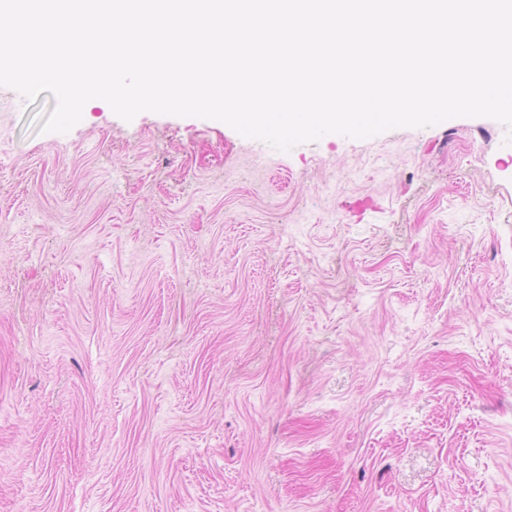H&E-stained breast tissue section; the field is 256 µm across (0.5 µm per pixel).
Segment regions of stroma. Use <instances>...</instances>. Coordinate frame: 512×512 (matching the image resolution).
<instances>
[{
	"mask_svg": "<svg viewBox=\"0 0 512 512\" xmlns=\"http://www.w3.org/2000/svg\"><path fill=\"white\" fill-rule=\"evenodd\" d=\"M0 87V512H512V143L65 133Z\"/></svg>",
	"mask_w": 512,
	"mask_h": 512,
	"instance_id": "35a3bbf8",
	"label": "stroma"
}]
</instances>
